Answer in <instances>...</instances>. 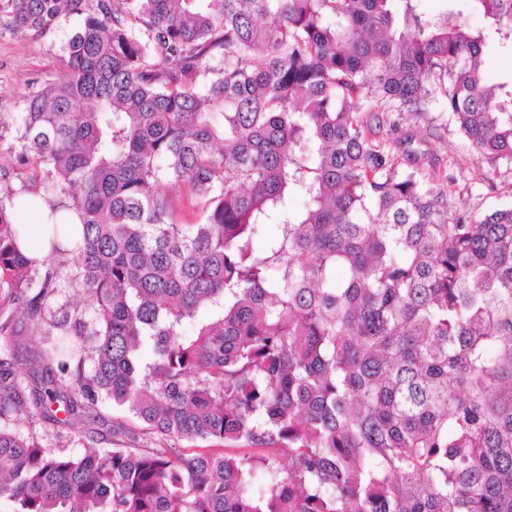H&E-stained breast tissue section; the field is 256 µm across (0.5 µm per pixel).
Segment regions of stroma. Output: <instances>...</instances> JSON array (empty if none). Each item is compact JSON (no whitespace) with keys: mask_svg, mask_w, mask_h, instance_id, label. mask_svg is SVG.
Masks as SVG:
<instances>
[{"mask_svg":"<svg viewBox=\"0 0 512 512\" xmlns=\"http://www.w3.org/2000/svg\"><path fill=\"white\" fill-rule=\"evenodd\" d=\"M82 22L77 14L63 17L52 33L40 39L0 36V113L21 111L30 79H54L63 74L61 46ZM388 119L383 136L403 167L433 176L450 205L479 217L497 206L512 204V161L501 160L492 166L480 159L441 104H432L420 113L392 112ZM98 412L100 419L91 426L79 421L74 429L60 428L37 414L24 429L35 433L44 447L72 454L81 452L90 437L98 447H111L112 426L121 424L136 432L142 428L132 413L112 401H101Z\"/></svg>","mask_w":512,"mask_h":512,"instance_id":"1","label":"stroma"}]
</instances>
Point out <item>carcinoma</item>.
Here are the masks:
<instances>
[{"label": "carcinoma", "instance_id": "carcinoma-1", "mask_svg": "<svg viewBox=\"0 0 512 512\" xmlns=\"http://www.w3.org/2000/svg\"><path fill=\"white\" fill-rule=\"evenodd\" d=\"M418 2L0 0V36L84 16L65 77L0 113V299L27 321L0 324V420L105 396L162 444L0 428L10 512H512V206H448L379 139L440 102L512 161L484 59L512 0H467L484 29ZM36 197L81 225L42 262L14 219ZM69 263L90 320L51 312Z\"/></svg>", "mask_w": 512, "mask_h": 512}]
</instances>
